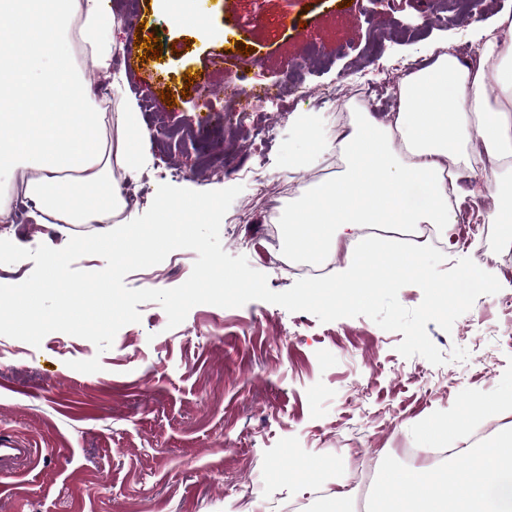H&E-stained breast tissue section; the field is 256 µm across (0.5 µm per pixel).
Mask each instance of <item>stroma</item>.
<instances>
[{"label":"stroma","mask_w":512,"mask_h":512,"mask_svg":"<svg viewBox=\"0 0 512 512\" xmlns=\"http://www.w3.org/2000/svg\"><path fill=\"white\" fill-rule=\"evenodd\" d=\"M182 0L185 13L203 14L209 30L175 26L160 0H101L122 23L113 73L124 80L116 96L136 97L151 138L136 177H125V207L116 222L144 214L160 183L157 164L179 168L176 187L209 191L241 186L232 210L250 202L251 223L222 224L223 249L245 256L272 291L296 278L270 260L272 250L254 202L255 179L269 185L301 182L307 168L303 120L333 136L327 88L429 66L437 42L477 50L476 23L511 14L512 0H482L470 21L456 11L436 17V0ZM145 28L125 25L128 14ZM154 36L161 59H141L137 36ZM249 46L247 75L256 87L293 86V93L257 113L235 111L224 85L235 75L207 71L211 55ZM130 64H122V57ZM207 79H199V72ZM163 81H156L155 73ZM193 73L186 83L185 73ZM176 95L175 104L162 91ZM265 125V148L249 137ZM103 224L44 225L8 233L16 245L66 246L72 236L106 232ZM197 254L171 252L124 279L132 289L184 283ZM141 320L122 327L98 351L83 338L48 334L40 346L0 335V440L36 450L24 461L0 458V512H325L336 480L351 484L391 456L409 467L431 466L408 453L411 427L449 409L466 388L490 391L512 363V313L493 295L480 296L451 331L428 323L445 362L399 354L402 333L358 316L323 323L312 313L251 301L239 308L202 304L168 328L154 302L137 306ZM468 352L450 358L453 348ZM99 358L101 371L82 373L75 361ZM317 463L318 471L308 470Z\"/></svg>","instance_id":"1"}]
</instances>
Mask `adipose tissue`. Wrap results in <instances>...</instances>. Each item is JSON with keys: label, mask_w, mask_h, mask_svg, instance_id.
I'll return each mask as SVG.
<instances>
[{"label": "adipose tissue", "mask_w": 512, "mask_h": 512, "mask_svg": "<svg viewBox=\"0 0 512 512\" xmlns=\"http://www.w3.org/2000/svg\"><path fill=\"white\" fill-rule=\"evenodd\" d=\"M116 26L100 0H0V176L35 202L37 223H110L122 204L114 168L131 175L142 163L149 134L136 99L124 98L114 134L102 133L89 79L110 76ZM483 35L473 65L431 45L433 64L403 79L388 122L361 113L338 144L307 131L309 157L340 147L345 170L289 206L282 221L293 249L335 251L365 224L448 227L457 221L449 165L471 180L472 199L512 173V18H494ZM430 249L424 241L401 252L378 240L303 294L345 310L367 301L376 272L422 279Z\"/></svg>", "instance_id": "adipose-tissue-1"}]
</instances>
